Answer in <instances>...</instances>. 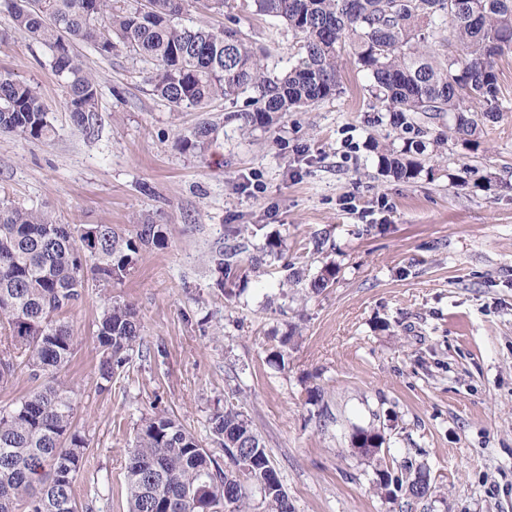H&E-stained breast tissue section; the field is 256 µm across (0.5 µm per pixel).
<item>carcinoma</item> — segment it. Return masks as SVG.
<instances>
[{"mask_svg":"<svg viewBox=\"0 0 512 512\" xmlns=\"http://www.w3.org/2000/svg\"><path fill=\"white\" fill-rule=\"evenodd\" d=\"M15 29L50 51L53 71L64 79L66 109L82 129L98 112V82L72 43L108 57L121 43L151 64L146 80L173 110L245 95L255 105L236 114L246 128H266L281 116L335 95L349 56L371 78L370 89L394 128L414 131L399 149L371 143L381 175L409 182L424 171L423 130L408 115L448 117V133L478 145L481 124L495 119L496 59L512 51V0H251L257 15L282 21L300 43L296 61L284 70L269 66L268 53L241 30L190 27L182 16L201 0H0ZM216 127L202 123L183 146L204 152ZM0 133L44 141L55 134L49 108L29 85L0 76ZM80 228L59 224L44 210L0 200V385L23 366L38 386L11 409L0 408V512H77L75 484L89 447L72 430L75 391L59 379L79 336L61 315L81 300L89 280L121 282L146 247L166 245L161 224L145 222L128 236L100 225L96 249L81 251ZM238 246L211 257L214 287L233 283ZM336 265L322 267L309 288L320 293L336 280ZM101 352L99 376L107 383L127 372L143 346L132 305L110 301L96 321ZM224 448V466L173 416L141 419L124 471L127 512H223L224 488L236 492L233 512H249L258 490L266 512H293L276 469L238 400L210 418ZM361 456L376 461V489H397L413 499L430 495V472L415 470L378 449L384 436L358 428L350 438ZM251 454L255 466L243 470Z\"/></svg>","mask_w":512,"mask_h":512,"instance_id":"1","label":"carcinoma"}]
</instances>
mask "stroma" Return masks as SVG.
<instances>
[{"label":"stroma","mask_w":512,"mask_h":512,"mask_svg":"<svg viewBox=\"0 0 512 512\" xmlns=\"http://www.w3.org/2000/svg\"><path fill=\"white\" fill-rule=\"evenodd\" d=\"M239 17L273 62L295 60L282 22ZM75 51L99 84L90 133L73 125L49 51L0 10V75L35 88L55 126L42 142L0 134V198L62 224L130 234L149 220L167 231L164 248L142 250L123 281L90 282L63 315L80 344L60 378L89 443L79 512H126L127 450L154 412L223 461L210 419L232 396L295 512H512V52L496 62L501 112L478 146L429 123L425 172L406 183L377 170L370 141L398 148L404 133L354 63L340 94L244 132L222 99L172 110L125 49ZM205 121L216 141L202 155L183 149L180 137ZM480 174L495 183L477 185ZM230 224L244 231L236 284L221 289L209 260ZM270 237L278 254L262 252ZM330 261L335 283L313 293ZM110 299L133 305L144 347L106 385L94 322ZM357 427L425 466L433 494L373 490V461L351 447Z\"/></svg>","instance_id":"stroma-1"}]
</instances>
